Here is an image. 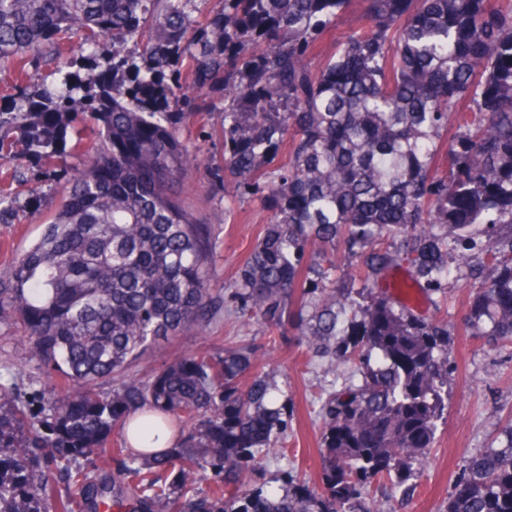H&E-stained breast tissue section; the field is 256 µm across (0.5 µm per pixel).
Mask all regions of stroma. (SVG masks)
Wrapping results in <instances>:
<instances>
[{
	"label": "stroma",
	"instance_id": "35a3bbf8",
	"mask_svg": "<svg viewBox=\"0 0 512 512\" xmlns=\"http://www.w3.org/2000/svg\"><path fill=\"white\" fill-rule=\"evenodd\" d=\"M364 0H351L338 14L335 25L319 40L311 69L320 68L335 50L337 42L364 29ZM213 112L203 114L181 132L190 151L202 161L178 186L189 209L214 222L215 259L209 268L211 286L224 303L218 316L199 334L189 332L158 342L126 372L124 377L99 383L97 392L111 394L124 380L148 378L163 364L187 354L218 352L227 347H245L264 373L275 383L293 411L284 455L265 456L249 473L246 485L268 493L279 491L276 481L282 472L305 478L310 485L322 484L320 400L345 382L357 379L354 366L340 363L329 368L326 358L308 349L307 339L292 326L271 330L269 324L244 315L234 299L232 283L238 266L249 255L265 224L272 217L268 203L255 198H231L214 187L204 169L224 151L219 109L222 94L209 96ZM31 187L42 197V209L20 224H0V272L13 256L23 252L38 238L60 202V190L51 182L32 178ZM474 278L462 273L450 282L447 294L423 292L418 314L447 322L450 332L448 352L454 367L448 399V416L436 443L416 463L409 501L374 484L363 498L368 512H443L454 489L459 465L464 457L483 451L491 443L508 416L512 415V343H486L465 331L463 317L473 294ZM19 328L0 322V387L12 390L19 408L42 421L51 402L66 392L59 377L39 359L18 353Z\"/></svg>",
	"mask_w": 512,
	"mask_h": 512
}]
</instances>
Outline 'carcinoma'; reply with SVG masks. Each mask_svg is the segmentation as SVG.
Returning <instances> with one entry per match:
<instances>
[{
  "mask_svg": "<svg viewBox=\"0 0 512 512\" xmlns=\"http://www.w3.org/2000/svg\"><path fill=\"white\" fill-rule=\"evenodd\" d=\"M368 28L309 56L347 0H0V154L59 185L41 236L0 275V322L73 384L35 427L0 392V512H46L54 482L34 469L105 457L138 411L150 430L188 432L129 456L112 478L116 512H367L362 491L409 495L414 465L448 412V324L399 306L375 280L407 262L412 282L447 290L451 269L483 279L465 326L512 341V0H365ZM46 74L33 81L40 70ZM224 91V172L273 215L239 266L241 308L297 323L360 382L322 403V486L292 474L282 494L243 489L259 451L282 441L288 402L247 352L175 358L112 395L94 386L153 344L215 318L212 224L175 185L197 165L179 132ZM90 128L80 166L67 163ZM288 162L277 163L282 148ZM448 166L433 174L440 152ZM0 186V224L40 210L38 192ZM440 225L456 229L443 237ZM355 273L336 280V245ZM211 471L214 488L198 491ZM445 512H512V422L467 458Z\"/></svg>",
  "mask_w": 512,
  "mask_h": 512,
  "instance_id": "1",
  "label": "carcinoma"
}]
</instances>
